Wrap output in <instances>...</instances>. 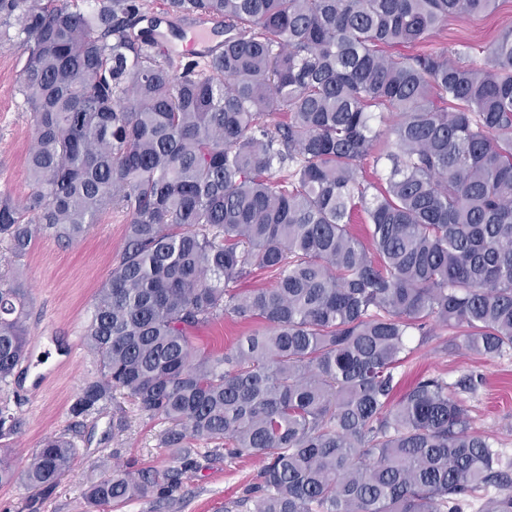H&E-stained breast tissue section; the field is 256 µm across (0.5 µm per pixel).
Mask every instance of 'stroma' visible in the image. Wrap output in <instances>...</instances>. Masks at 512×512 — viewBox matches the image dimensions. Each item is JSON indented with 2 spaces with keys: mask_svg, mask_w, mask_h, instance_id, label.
Listing matches in <instances>:
<instances>
[{
  "mask_svg": "<svg viewBox=\"0 0 512 512\" xmlns=\"http://www.w3.org/2000/svg\"><path fill=\"white\" fill-rule=\"evenodd\" d=\"M512 27V0H499L488 16L452 15L421 45L442 51L470 45L471 57L483 62L482 48L502 30ZM28 50L22 39L0 41V195L23 200L33 189L25 159L34 140L31 112L19 91ZM128 215L105 211L84 238L65 246L49 235L35 239L27 253L13 257L0 243V279L22 282L30 299L26 325L30 336H67L77 345L72 363L42 390L22 395L13 385L0 384V406L21 420L8 441L17 467H24L44 437L71 432L77 448L70 470L51 489L33 491L21 480L0 484V512H89L83 492L100 479L104 469L120 465L130 471L150 470L158 479L178 474L166 500L134 499L96 512H225L229 502L253 484L260 461L224 458L204 443L193 445L191 465L162 448L167 428L158 417L139 410L122 391L100 403L93 414L77 419L71 407L83 387L99 375V363L88 349L84 330L99 288L108 280L124 244ZM247 325L232 318L195 328L191 342L200 351L231 346ZM455 331L435 328L427 342L399 368L403 385L422 377L440 376L457 383L468 375L484 376L474 391L458 392L472 427L491 438L512 457V351L490 359L465 350Z\"/></svg>",
  "mask_w": 512,
  "mask_h": 512,
  "instance_id": "35a3bbf8",
  "label": "stroma"
}]
</instances>
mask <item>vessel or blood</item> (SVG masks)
I'll list each match as a JSON object with an SVG mask.
<instances>
[{
	"instance_id": "vessel-or-blood-1",
	"label": "vessel or blood",
	"mask_w": 512,
	"mask_h": 512,
	"mask_svg": "<svg viewBox=\"0 0 512 512\" xmlns=\"http://www.w3.org/2000/svg\"><path fill=\"white\" fill-rule=\"evenodd\" d=\"M184 42L201 58L212 57L222 48L221 43L214 41L211 18L205 14L188 17L185 23L177 25L173 34L157 33L152 46L160 55L169 56L176 52L178 44ZM74 352L73 345L62 344L56 337H37L16 370L20 387L31 390L44 388L61 368L73 360Z\"/></svg>"
}]
</instances>
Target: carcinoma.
I'll use <instances>...</instances> for the list:
<instances>
[{
  "instance_id": "obj_1",
  "label": "carcinoma",
  "mask_w": 512,
  "mask_h": 512,
  "mask_svg": "<svg viewBox=\"0 0 512 512\" xmlns=\"http://www.w3.org/2000/svg\"><path fill=\"white\" fill-rule=\"evenodd\" d=\"M497 2L164 0L171 18L224 22L223 52L179 70L135 31L139 0H0V34L28 46L35 127L33 191L0 198V242L22 255L108 209L130 217L85 331L100 377L72 414L119 389L170 424L179 459L191 440L260 459L239 512H462L502 483L448 382L398 397L396 370L434 323L482 355L512 349V28L482 65L464 47L387 52ZM369 157L385 181L363 176ZM256 269L274 285L238 291ZM225 316L254 328L196 353L189 331ZM26 319L27 290L0 288V383ZM19 424L0 408V440ZM75 453L45 438L26 485L53 484ZM153 495L168 490L117 468L84 492L93 508ZM480 512H512V486Z\"/></svg>"
}]
</instances>
